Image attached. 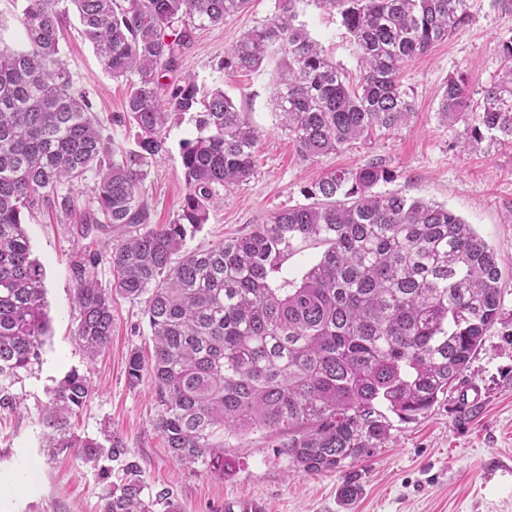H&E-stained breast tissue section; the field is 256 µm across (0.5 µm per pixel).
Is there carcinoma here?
I'll use <instances>...</instances> for the list:
<instances>
[{"label": "carcinoma", "instance_id": "cac0c4a2", "mask_svg": "<svg viewBox=\"0 0 512 512\" xmlns=\"http://www.w3.org/2000/svg\"><path fill=\"white\" fill-rule=\"evenodd\" d=\"M26 47L0 50V378L37 358L48 333L41 264L24 214H68L76 186L97 177L94 205L77 234L93 238L69 265L76 285L75 335L89 359L112 339V299L144 300L151 357L130 353L131 383L148 371L170 455L224 471L221 436L265 431L277 453L307 474L354 468L388 441L387 413L427 415L448 393L504 314L499 259L471 225L441 205L374 188L393 179L384 164L321 175L310 204L294 205L246 235L205 250L185 248L224 194L255 175L259 131L220 88L195 77L165 83L198 29L221 25L251 0H22ZM298 0H276L273 19L224 52L232 73L260 72L279 56L274 109L305 160L407 124L414 102L399 76L469 21L467 0H320L339 11L357 46L356 84L299 20ZM78 14L112 78L129 83L115 122L135 130L136 148L110 145L93 105L74 89L62 59L64 20ZM180 27H174V23ZM505 74L473 91L462 74L442 88L438 112L464 125L463 149L512 143V39ZM194 114L185 142L186 192L177 220L152 225L141 188L167 152L165 130ZM298 242L325 247L300 279L282 275ZM110 251L112 284L94 278ZM92 392L68 373L44 418L46 448L77 449L88 463H123L101 512H179L168 493L144 498L123 438L71 430Z\"/></svg>", "mask_w": 512, "mask_h": 512}]
</instances>
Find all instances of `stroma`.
Wrapping results in <instances>:
<instances>
[{
  "label": "stroma",
  "instance_id": "stroma-1",
  "mask_svg": "<svg viewBox=\"0 0 512 512\" xmlns=\"http://www.w3.org/2000/svg\"><path fill=\"white\" fill-rule=\"evenodd\" d=\"M470 20L428 54L409 61L400 74L413 97L408 124L381 132L372 142L303 160L272 110L276 60L261 72L241 76L222 68L224 51L241 35L268 23L275 0H251L246 11L224 24L196 31L178 61L173 79L192 74L206 90L223 89L249 112L260 131L255 149L257 173L249 183L225 194L207 224L187 238L188 249L247 234L278 209L306 203L320 174L353 170L371 159L383 161L394 177L379 192L400 193L448 207L496 251L502 271L505 314L471 359L464 378L427 417L392 419L390 437L371 460L359 467L360 493L342 504L338 489L343 472H294L262 431L226 439L223 474L201 464L173 458L156 428L159 407L150 376L130 383L131 351L149 353L151 342L144 304L120 296L112 300V340L96 361H88L75 338V284L72 254L82 246L75 226L81 208L94 198V175L77 186L78 208L68 216L33 210L26 218L32 256L42 265L47 289L49 332L37 360L6 386L18 400L16 410L0 409V512H100L101 497L123 473L113 468L103 479L100 468L73 453L50 456L42 443V418L52 389L70 371H90L93 392L74 430L98 438L118 433L130 448L147 494L168 490L181 512H224L225 499H262L270 512H512V143L473 152L461 151L462 125L448 126L437 112L438 95L449 75L465 74L478 90L501 77L503 41L512 39V0H467ZM302 20L311 35L351 77H358L355 46L338 10L301 0ZM63 59L78 89L85 91L106 136L135 146L132 132L113 124L124 111L128 85L111 77L70 16L62 42ZM190 115L167 130V154L155 163L143 185L154 225L172 223L185 193L182 144L194 138Z\"/></svg>",
  "mask_w": 512,
  "mask_h": 512
}]
</instances>
